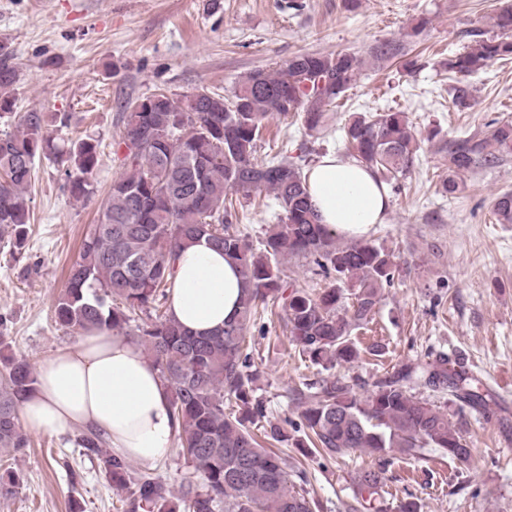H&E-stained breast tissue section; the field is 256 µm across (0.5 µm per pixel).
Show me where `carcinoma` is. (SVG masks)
<instances>
[{"label": "carcinoma", "instance_id": "1", "mask_svg": "<svg viewBox=\"0 0 512 512\" xmlns=\"http://www.w3.org/2000/svg\"><path fill=\"white\" fill-rule=\"evenodd\" d=\"M493 27L496 34L476 33L462 52L448 57V74L457 77L452 104L459 111L470 107L463 78L512 59V8L499 12ZM362 67V59L348 51L298 54L275 72L249 73L227 99L205 90L181 98L160 91L126 104L123 172L112 183L97 223L85 233L67 286L55 300V319L63 328L86 333L120 331L134 317H146L137 326L136 340L166 385L177 422L176 453L201 478L200 485L176 491L153 473H132L103 434L81 433L78 447L101 461L112 486L127 490V512H319V501L290 487L292 475L306 481L305 470L288 468L286 459L258 441L255 429L266 419V406L256 396L258 374L252 370L247 329L259 306L277 302L286 312L291 341L311 363L326 371L351 365L360 357L352 331L381 301L383 286L394 278L393 261L371 240L336 244L311 208L301 165L286 156L260 162L256 153L271 116L286 119L299 112L306 130L320 133L327 112L345 98ZM19 76L14 51L0 43V119L16 112L7 89ZM50 121L64 127L67 116L27 112L18 133L0 137V233L13 237L19 251L28 237L26 190L37 158L62 167L74 199H87L95 191L91 177L99 141L54 136ZM344 139L350 156L388 184L410 171L420 150L407 113L391 108L353 117ZM511 154L512 120L497 123L481 139L455 140L443 191H458L457 174ZM264 190L274 194L283 217L255 248L231 230L226 201L233 193L247 200ZM494 212L499 223L512 224V193L496 198ZM201 238L238 264L244 289L239 312L224 328L192 335L168 316L167 301L172 257ZM289 257L311 259L319 274L334 281L316 293L294 287L280 267ZM354 278L357 288L349 303L339 282ZM36 382L27 361L4 359L1 448L29 446L17 412ZM415 382L488 413L496 404V395L480 378L453 367L443 354L376 379L363 396L336 377L309 383L298 391L295 435L270 422L263 426V438L329 457L349 451L376 457V467L352 479L349 512H388L383 486L390 451L416 458L425 448H438L460 462L472 454L452 428L448 411L411 392ZM19 484L16 472L4 469L0 496L14 495Z\"/></svg>", "mask_w": 512, "mask_h": 512}]
</instances>
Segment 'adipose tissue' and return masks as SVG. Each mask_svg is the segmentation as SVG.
I'll return each instance as SVG.
<instances>
[{"label":"adipose tissue","mask_w":512,"mask_h":512,"mask_svg":"<svg viewBox=\"0 0 512 512\" xmlns=\"http://www.w3.org/2000/svg\"><path fill=\"white\" fill-rule=\"evenodd\" d=\"M305 180L314 212L331 233L361 238L383 223L387 193L364 164L328 153ZM241 288L239 269L223 252L193 243L178 254L169 314L191 331L209 332L234 316ZM18 418L30 431H98L113 450L144 464L170 453L176 428L155 364L136 343L108 331L86 333L42 363Z\"/></svg>","instance_id":"obj_1"}]
</instances>
